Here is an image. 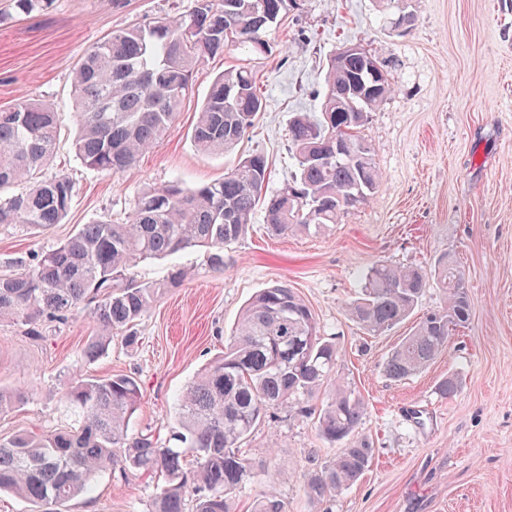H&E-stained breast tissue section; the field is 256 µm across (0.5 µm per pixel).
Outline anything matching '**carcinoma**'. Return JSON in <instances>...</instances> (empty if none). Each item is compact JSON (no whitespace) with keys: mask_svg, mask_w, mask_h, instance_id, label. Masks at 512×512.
Returning a JSON list of instances; mask_svg holds the SVG:
<instances>
[{"mask_svg":"<svg viewBox=\"0 0 512 512\" xmlns=\"http://www.w3.org/2000/svg\"><path fill=\"white\" fill-rule=\"evenodd\" d=\"M52 0H12L22 14L43 10ZM289 0H197L185 20L156 17L115 30L90 50L72 77L77 133L73 148L96 172L125 173L154 147L179 118L193 90L199 62L232 48L264 54L271 28ZM357 76L369 84L361 59L343 68L328 60L318 112H298L288 126L294 169L288 183L262 200L270 174L262 154H251L224 177L187 188L178 181L145 189L124 224H84L28 267L0 273V322L28 324L63 320L83 310L99 334L83 350L91 362L112 339L132 346L133 327L168 289L193 270L173 269L163 282L138 281L134 268L201 247L209 271L224 273V252L242 239L258 205L275 234L325 231L350 210L368 202L382 175L360 126L336 111V84ZM373 83L380 91L362 104L369 113L392 93L386 72ZM253 70L247 64L224 70L210 86L192 128L193 146L223 154L236 147L263 109ZM365 155L361 170L336 157V136ZM59 136L58 115L44 102L24 99L0 110V225L25 224L48 230L67 216L74 196L64 176L38 180ZM33 181L21 194L7 189ZM444 304L418 318L393 349L386 376L402 381L424 370L447 346L450 327L468 322L471 299L457 261L441 255L428 269L378 261L363 276L348 316L376 336L415 311L430 284ZM339 347L321 336L315 315L283 282L260 290L242 309L224 353L190 381L179 398V427L162 440L132 434L141 405L138 382L127 375L86 377L63 396L71 423L0 435V493L32 503L63 505L92 490L101 471L161 474L153 512H234L232 494L254 470L247 439L276 411L313 418L336 455L307 478L316 503L355 484L369 469L373 450L360 435L365 403L339 377ZM252 512H285L284 502L262 495Z\"/></svg>","mask_w":512,"mask_h":512,"instance_id":"cac0c4a2","label":"carcinoma"}]
</instances>
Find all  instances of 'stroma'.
Returning <instances> with one entry per match:
<instances>
[{"label":"stroma","mask_w":512,"mask_h":512,"mask_svg":"<svg viewBox=\"0 0 512 512\" xmlns=\"http://www.w3.org/2000/svg\"><path fill=\"white\" fill-rule=\"evenodd\" d=\"M410 28L388 23L378 0H296L267 40L268 53L236 50L207 57L193 94L157 146L125 174L86 168L71 146V79L85 52L113 30L161 15L189 17L195 0H52L18 14L0 0V108L26 98L53 104L61 134L50 174L75 184L67 218L44 232L0 226V270L35 264L79 225L124 222L139 193L173 180L194 185L222 178L239 159L264 153L276 191L293 169L288 125L314 112L326 60L358 44L384 62L393 94L368 116L362 136L382 173L377 192L322 235L268 233L256 213L217 275L198 252L179 256L195 273L158 299L129 348L113 340L86 362L82 349L97 326L87 313L32 325L0 322V391L16 396L0 415V435L66 424L62 396L75 380L129 375L142 390L136 432L167 437L178 425L177 398L224 349L242 307L284 281L336 338L341 376L365 401L360 432L373 448L369 470L335 500L313 503L308 476L334 457L312 420L279 412L247 446L256 475L235 492L237 512L269 492L287 512H512V0H408ZM244 62L257 73L265 102L254 127L228 154L205 156L190 139L198 103L213 78ZM454 256L472 313L421 373L395 382L385 362L410 322L364 335L345 314L361 274L376 261L426 266ZM458 392H437L446 377ZM423 408L416 424L412 413ZM157 481L147 474L101 473L91 494L64 512H152Z\"/></svg>","instance_id":"stroma-1"}]
</instances>
